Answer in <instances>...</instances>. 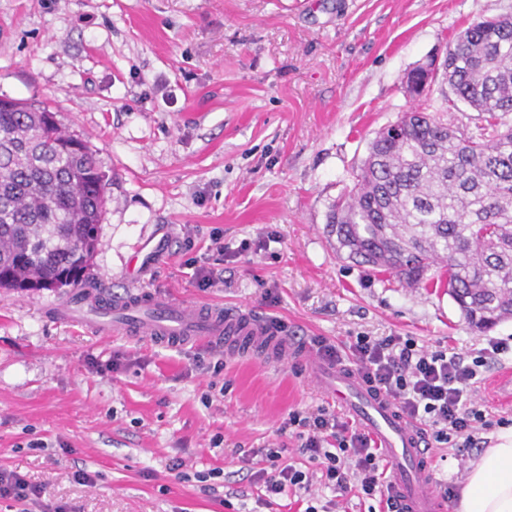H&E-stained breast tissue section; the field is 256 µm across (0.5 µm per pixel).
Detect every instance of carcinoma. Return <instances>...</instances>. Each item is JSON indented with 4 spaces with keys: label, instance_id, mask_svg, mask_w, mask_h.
<instances>
[{
    "label": "carcinoma",
    "instance_id": "obj_1",
    "mask_svg": "<svg viewBox=\"0 0 512 512\" xmlns=\"http://www.w3.org/2000/svg\"><path fill=\"white\" fill-rule=\"evenodd\" d=\"M440 81L479 113L475 129H453L430 104L402 113L370 141L327 233L374 272L443 284L484 333L512 318V15L472 23L433 76L417 65L405 88L428 101ZM50 116L40 103L0 108V288L90 285L106 182Z\"/></svg>",
    "mask_w": 512,
    "mask_h": 512
}]
</instances>
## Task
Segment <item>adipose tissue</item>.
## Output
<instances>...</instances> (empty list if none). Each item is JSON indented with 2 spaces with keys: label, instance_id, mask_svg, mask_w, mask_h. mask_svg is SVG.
<instances>
[{
  "label": "adipose tissue",
  "instance_id": "adipose-tissue-1",
  "mask_svg": "<svg viewBox=\"0 0 512 512\" xmlns=\"http://www.w3.org/2000/svg\"><path fill=\"white\" fill-rule=\"evenodd\" d=\"M455 512H512V426L472 462Z\"/></svg>",
  "mask_w": 512,
  "mask_h": 512
}]
</instances>
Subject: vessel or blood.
Masks as SVG:
<instances>
[{
	"mask_svg": "<svg viewBox=\"0 0 512 512\" xmlns=\"http://www.w3.org/2000/svg\"><path fill=\"white\" fill-rule=\"evenodd\" d=\"M54 314L60 322H85L103 336L145 339L172 347L203 343L220 350L230 338L240 352L256 347L273 351L279 343L267 321L259 316L176 301L149 289L137 293L132 308L118 300L107 311L98 294L83 292L76 301L57 307ZM316 381L369 429L393 464L391 493L400 512H442L438 480L428 465L420 425L404 416L390 395L372 389L350 367H321Z\"/></svg>",
	"mask_w": 512,
	"mask_h": 512,
	"instance_id": "b4317fda",
	"label": "vessel or blood"
}]
</instances>
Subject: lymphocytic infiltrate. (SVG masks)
<instances>
[{
	"label": "lymphocytic infiltrate",
	"mask_w": 512,
	"mask_h": 512,
	"mask_svg": "<svg viewBox=\"0 0 512 512\" xmlns=\"http://www.w3.org/2000/svg\"><path fill=\"white\" fill-rule=\"evenodd\" d=\"M351 351L367 383L396 399L401 413L427 426L431 447L473 448L479 433L508 423L480 409L473 395L489 364L512 354V336L489 339L468 362L460 354L430 351L412 337L393 334L356 337ZM282 427L306 430L300 451L321 463L327 488L341 497L356 492L359 499L375 501L378 512H394L387 494L390 478L368 432L323 408L307 416L289 413ZM266 460L267 467L252 476L266 496L308 488L309 473L283 461L277 451L267 452Z\"/></svg>",
	"instance_id": "lymphocytic-infiltrate-1"
}]
</instances>
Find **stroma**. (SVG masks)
<instances>
[{"mask_svg": "<svg viewBox=\"0 0 512 512\" xmlns=\"http://www.w3.org/2000/svg\"><path fill=\"white\" fill-rule=\"evenodd\" d=\"M510 14L512 0H0V96L46 102L95 152L107 189L91 274L112 297L255 312L294 342L326 338L347 366L358 335L466 356L512 336V318L472 331L446 288L338 255L326 215L375 133L413 107L408 71ZM69 297L0 288V468L40 490L11 512H300L320 498L315 484L259 503L240 460L273 448L309 468L277 432L290 412L337 408L308 364L99 336L55 321ZM478 454L428 462L458 490Z\"/></svg>", "mask_w": 512, "mask_h": 512, "instance_id": "35a3bbf8", "label": "stroma"}]
</instances>
